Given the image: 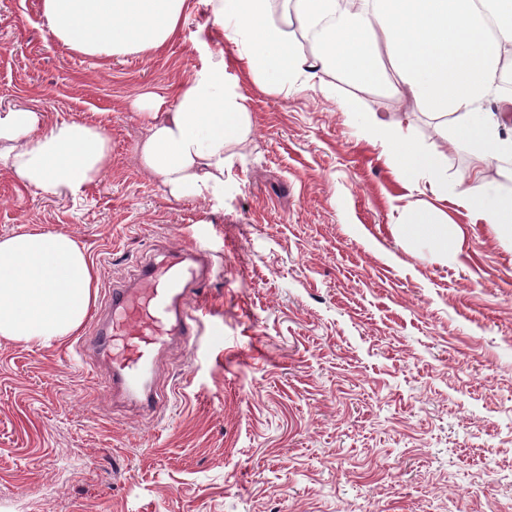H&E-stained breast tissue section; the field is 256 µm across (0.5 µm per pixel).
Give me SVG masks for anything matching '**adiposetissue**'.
I'll list each match as a JSON object with an SVG mask.
<instances>
[{
    "label": "adipose tissue",
    "instance_id": "ef3b65f1",
    "mask_svg": "<svg viewBox=\"0 0 512 512\" xmlns=\"http://www.w3.org/2000/svg\"><path fill=\"white\" fill-rule=\"evenodd\" d=\"M236 48L235 63L274 93L308 87L340 73L367 86L390 74L399 97L439 120L448 146L479 168L512 181V96L498 73L512 60V0H204ZM187 0H41L51 36L77 52L125 57L159 49L175 36ZM314 33L300 51L290 29ZM155 94L135 108L147 133L135 150L139 167L175 200L224 203V169L252 118L246 97L226 74L223 52L181 83L170 111ZM398 178L428 177L452 191L474 217L512 239V193L499 182L449 187L440 153L415 145L400 123L363 120ZM112 167L105 131L75 119L47 122L26 106L0 110V168L24 187L79 197ZM409 238L447 249L453 224L416 212L402 220ZM98 275L71 235L48 230L0 237V338L50 346L77 334L96 298Z\"/></svg>",
    "mask_w": 512,
    "mask_h": 512
}]
</instances>
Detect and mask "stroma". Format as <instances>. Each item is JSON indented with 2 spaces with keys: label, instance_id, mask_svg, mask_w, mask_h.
Instances as JSON below:
<instances>
[{
  "label": "stroma",
  "instance_id": "stroma-1",
  "mask_svg": "<svg viewBox=\"0 0 512 512\" xmlns=\"http://www.w3.org/2000/svg\"><path fill=\"white\" fill-rule=\"evenodd\" d=\"M223 51L252 115L224 204L174 201L137 166L134 107ZM202 0L162 49L105 59L56 42L40 0H0V108L101 127L112 168L80 200L0 168V237L68 233L107 290L207 226L194 342L166 347L145 413L104 390L106 359L0 339V512H512V241L427 183L405 187L362 118L395 120L475 165L388 81L344 75L288 95L238 70ZM457 224L447 251L406 240L405 210Z\"/></svg>",
  "mask_w": 512,
  "mask_h": 512
}]
</instances>
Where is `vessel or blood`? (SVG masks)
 Here are the masks:
<instances>
[{
    "instance_id": "vessel-or-blood-1",
    "label": "vessel or blood",
    "mask_w": 512,
    "mask_h": 512,
    "mask_svg": "<svg viewBox=\"0 0 512 512\" xmlns=\"http://www.w3.org/2000/svg\"><path fill=\"white\" fill-rule=\"evenodd\" d=\"M211 266L204 247L178 250L165 262L145 261L132 284L104 293V314L97 320L93 336L78 343L76 350L83 356L113 354L118 339H125L127 354L114 357L106 392L120 388L139 395L140 382L156 351L173 338L197 335L200 317L190 309L187 298L206 279Z\"/></svg>"
}]
</instances>
